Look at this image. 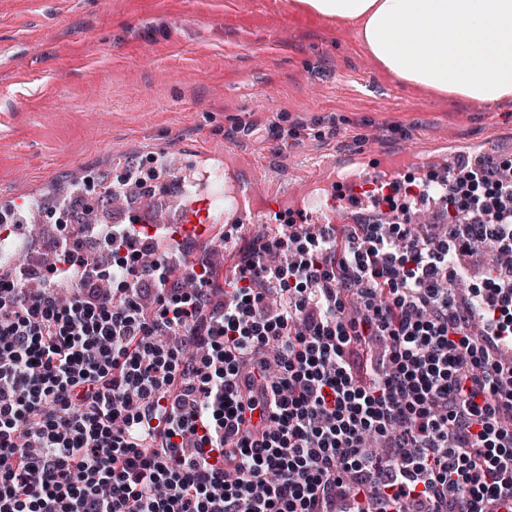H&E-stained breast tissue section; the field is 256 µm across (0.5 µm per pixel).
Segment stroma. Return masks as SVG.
<instances>
[{
    "label": "stroma",
    "mask_w": 512,
    "mask_h": 512,
    "mask_svg": "<svg viewBox=\"0 0 512 512\" xmlns=\"http://www.w3.org/2000/svg\"><path fill=\"white\" fill-rule=\"evenodd\" d=\"M451 138L498 143L512 168V103L477 112L402 82L294 0H0V190L17 196L79 170L97 203L156 147L220 160L233 140L275 179Z\"/></svg>",
    "instance_id": "obj_1"
}]
</instances>
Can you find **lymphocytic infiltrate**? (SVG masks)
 I'll list each match as a JSON object with an SVG mask.
<instances>
[{
    "label": "lymphocytic infiltrate",
    "instance_id": "1",
    "mask_svg": "<svg viewBox=\"0 0 512 512\" xmlns=\"http://www.w3.org/2000/svg\"><path fill=\"white\" fill-rule=\"evenodd\" d=\"M441 198L467 223L362 224L341 245L279 225L219 306L209 257L171 287L144 245L173 230L133 221L87 225L98 260L65 239L41 288L1 277L0 512L512 503V266L479 285L462 262L512 255V179L489 161Z\"/></svg>",
    "mask_w": 512,
    "mask_h": 512
}]
</instances>
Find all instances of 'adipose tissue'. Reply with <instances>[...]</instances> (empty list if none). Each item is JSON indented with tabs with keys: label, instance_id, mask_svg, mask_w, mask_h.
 Wrapping results in <instances>:
<instances>
[{
	"label": "adipose tissue",
	"instance_id": "1",
	"mask_svg": "<svg viewBox=\"0 0 512 512\" xmlns=\"http://www.w3.org/2000/svg\"><path fill=\"white\" fill-rule=\"evenodd\" d=\"M356 24L385 71L404 82L491 105L512 101V0H297Z\"/></svg>",
	"mask_w": 512,
	"mask_h": 512
}]
</instances>
